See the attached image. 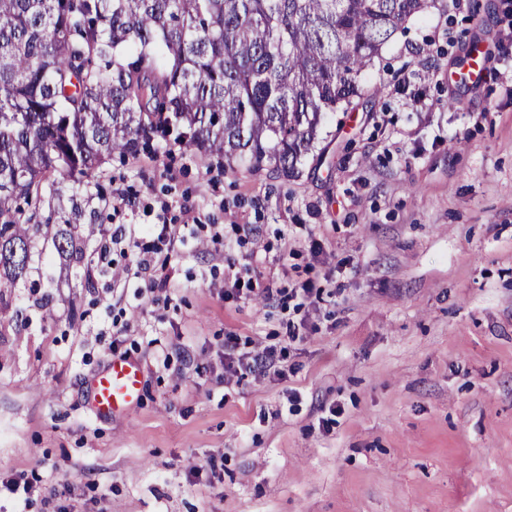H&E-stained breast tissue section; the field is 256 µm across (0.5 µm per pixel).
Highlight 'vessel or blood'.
Here are the masks:
<instances>
[{"instance_id":"1","label":"vessel or blood","mask_w":512,"mask_h":512,"mask_svg":"<svg viewBox=\"0 0 512 512\" xmlns=\"http://www.w3.org/2000/svg\"><path fill=\"white\" fill-rule=\"evenodd\" d=\"M142 369L137 361L115 357L90 383L93 406L98 414L123 412L141 395Z\"/></svg>"}]
</instances>
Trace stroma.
Returning a JSON list of instances; mask_svg holds the SVG:
<instances>
[{
  "label": "stroma",
  "mask_w": 512,
  "mask_h": 512,
  "mask_svg": "<svg viewBox=\"0 0 512 512\" xmlns=\"http://www.w3.org/2000/svg\"><path fill=\"white\" fill-rule=\"evenodd\" d=\"M511 34L512 0H433L289 180L162 140L104 160L85 260L44 244L0 290V480L34 483L0 512H49L53 489L72 512H512ZM472 44L483 75L456 82ZM117 188L142 209L114 210ZM159 200L222 242L159 254L168 287L113 288L99 245ZM254 258V293L225 295ZM268 271L316 298L264 301ZM228 336L287 347L282 375L225 384ZM116 348L142 395L100 417L89 382Z\"/></svg>",
  "instance_id": "35a3bbf8"
}]
</instances>
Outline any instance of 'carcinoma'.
I'll return each mask as SVG.
<instances>
[{
	"label": "carcinoma",
	"mask_w": 512,
	"mask_h": 512,
	"mask_svg": "<svg viewBox=\"0 0 512 512\" xmlns=\"http://www.w3.org/2000/svg\"><path fill=\"white\" fill-rule=\"evenodd\" d=\"M431 0H0V288L62 224L94 218L99 165L159 137L283 178L325 115ZM84 193L40 218L32 200Z\"/></svg>",
	"instance_id": "1"
}]
</instances>
